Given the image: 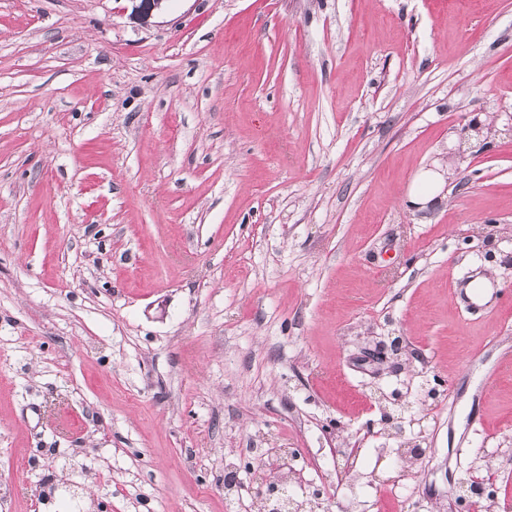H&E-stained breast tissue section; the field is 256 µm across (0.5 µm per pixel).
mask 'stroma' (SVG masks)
Listing matches in <instances>:
<instances>
[{
  "label": "stroma",
  "instance_id": "obj_1",
  "mask_svg": "<svg viewBox=\"0 0 512 512\" xmlns=\"http://www.w3.org/2000/svg\"><path fill=\"white\" fill-rule=\"evenodd\" d=\"M131 11L0 0V512H512V0Z\"/></svg>",
  "mask_w": 512,
  "mask_h": 512
}]
</instances>
